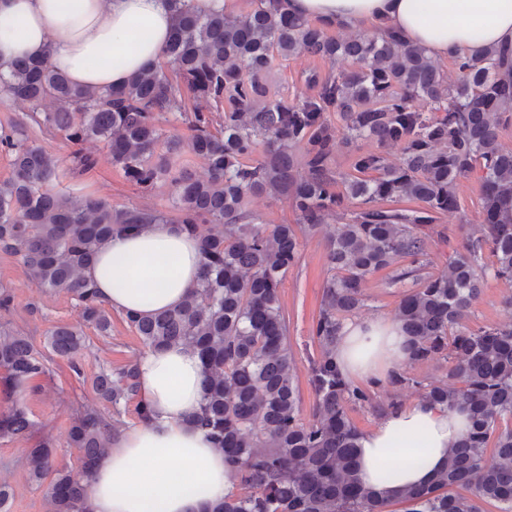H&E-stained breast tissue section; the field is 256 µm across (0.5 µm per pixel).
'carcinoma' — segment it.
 <instances>
[{
  "label": "carcinoma",
  "instance_id": "1",
  "mask_svg": "<svg viewBox=\"0 0 512 512\" xmlns=\"http://www.w3.org/2000/svg\"><path fill=\"white\" fill-rule=\"evenodd\" d=\"M173 2L177 23L161 61L120 87L76 85L45 60L18 61L0 74V92L27 104L42 129L77 147L101 139L139 188L160 181L174 188V219L94 195L73 198L53 190L58 162L50 153L14 126L0 128V150L11 158V176L0 182V252L18 257L35 287L67 292L81 310V322L50 331L51 353L70 360L79 376L73 357L85 347L84 327L103 336L111 329V315L83 276L101 245L145 223L177 224L200 242L198 282L174 310L125 318L145 349L182 344L200 356L205 387L192 424L224 452L232 485L207 512H394L397 505L404 512H485L486 505L512 512V324H465L486 277L512 282V149L500 142L501 127L512 123V78L501 77L508 57L495 50L457 57L450 83L389 27L380 37L339 39L327 23L279 13L274 0H256L237 17ZM299 55L349 60L353 68L311 71L305 90L272 97L273 61ZM182 84L193 94L191 109ZM47 101L54 110L42 111ZM167 113L189 123L188 148L207 161V178L173 167L170 156L183 142L162 132ZM364 142L395 146L399 156L391 160ZM343 144L353 150L348 172L333 168ZM160 147L166 153L157 154ZM475 173L481 224L434 274L426 229L463 212L457 186ZM269 194L290 203L297 224H266L248 209L249 198ZM331 217L342 224L328 240L330 276L310 330L315 401L305 421L278 290L300 261L299 235L315 234ZM382 270L388 285L402 289L395 319L410 349L389 384L461 407L470 420L432 484L391 497L357 477L362 432L349 411L368 407L380 416L397 402H374L375 386L346 380L334 358L344 322L365 306L367 279ZM435 356L448 361L445 377L409 371ZM48 362L31 337L0 326L7 389L46 375ZM92 386L100 401H133L139 421L149 418L134 365L102 371ZM110 432L97 408L82 407L69 430L80 453L73 471L55 465L53 439L23 404L0 413V438L34 441L26 466L45 487L50 512H87L88 483Z\"/></svg>",
  "mask_w": 512,
  "mask_h": 512
}]
</instances>
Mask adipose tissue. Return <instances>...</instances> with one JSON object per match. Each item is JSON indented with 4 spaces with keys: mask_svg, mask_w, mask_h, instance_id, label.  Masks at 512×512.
Here are the masks:
<instances>
[{
    "mask_svg": "<svg viewBox=\"0 0 512 512\" xmlns=\"http://www.w3.org/2000/svg\"><path fill=\"white\" fill-rule=\"evenodd\" d=\"M281 13L359 26L386 22L434 60L512 48V0H279ZM175 24L171 0H0V72L44 60L73 83L104 90L157 65ZM202 254L174 224L114 235L85 270L100 300L123 313L179 307L196 284ZM398 322L353 320L334 357L357 382H379L407 359ZM139 395L149 420L117 434L94 473L89 512H205L231 484L224 454L192 425L204 373L185 346L145 351ZM469 430L465 411L421 398L396 406L361 436L357 475L392 494L431 484Z\"/></svg>",
    "mask_w": 512,
    "mask_h": 512,
    "instance_id": "1",
    "label": "adipose tissue"
}]
</instances>
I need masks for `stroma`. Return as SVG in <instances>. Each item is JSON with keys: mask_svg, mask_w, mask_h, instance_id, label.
I'll return each instance as SVG.
<instances>
[{"mask_svg": "<svg viewBox=\"0 0 512 512\" xmlns=\"http://www.w3.org/2000/svg\"><path fill=\"white\" fill-rule=\"evenodd\" d=\"M327 60L297 56L275 60L269 84L275 97L291 98L303 87L305 72L331 71ZM19 124L28 136L55 155L60 164L59 190L73 195H95L106 198L114 207L137 206L171 210L174 198L170 183H158L148 193L141 192L125 177L120 167L113 165L104 141L88 142L87 151L95 155L96 166L78 173L72 169V145L63 137L42 132L30 118L27 104L0 102V125ZM480 181L477 176L461 179L459 196L465 207L464 215H451L441 221L439 231L431 233L429 252L431 272L441 271L453 249L461 247L464 225L480 223L478 195ZM337 227L336 220H328L313 237L304 239L302 257L286 275L279 290L280 303L290 320L291 345L289 354L297 368L303 419H310L314 395L308 382V358L315 348L310 341V327L318 315L323 287L329 276L326 261L328 237ZM0 285L7 287L12 302L9 309H0V325L24 331L32 336L37 350H45L47 337L54 327L77 323L80 319L78 302L64 292H44L28 279L16 257L0 253ZM512 322V284L502 280H488L472 308L469 326H483ZM143 344L139 336L113 314L109 335H98L94 329L86 331V346L77 355L82 375H75L64 358H53L48 375L29 381L18 388L14 396L27 407L32 419L55 444V462L72 470L79 467V453L68 438L75 411L83 404L95 401L92 390L94 376L104 369H118L132 363L140 354ZM32 443L28 440L0 439V481L13 490L11 512H49L43 490L27 480L26 456Z\"/></svg>", "mask_w": 512, "mask_h": 512, "instance_id": "stroma-1", "label": "stroma"}]
</instances>
